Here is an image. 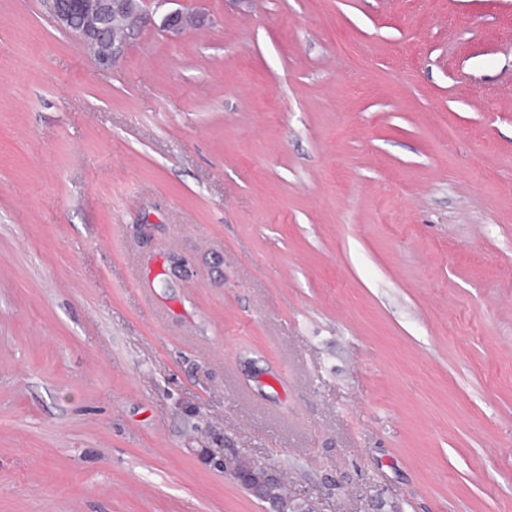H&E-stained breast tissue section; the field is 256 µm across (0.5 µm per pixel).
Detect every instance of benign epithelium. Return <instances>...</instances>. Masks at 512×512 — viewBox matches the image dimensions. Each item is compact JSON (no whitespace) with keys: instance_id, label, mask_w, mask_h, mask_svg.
<instances>
[{"instance_id":"1","label":"benign epithelium","mask_w":512,"mask_h":512,"mask_svg":"<svg viewBox=\"0 0 512 512\" xmlns=\"http://www.w3.org/2000/svg\"><path fill=\"white\" fill-rule=\"evenodd\" d=\"M122 0H51V12L57 25L80 39L84 47L95 57L104 68H110L122 55L127 40L112 42V49L101 50L108 39L109 27L101 23L111 19L120 12ZM184 13L173 10L162 16V26L173 30L183 31ZM242 456L239 454L226 455L222 459L224 471L230 473L239 482L247 484L254 492V497L270 503L275 512H282L276 497L271 494L273 488H283L280 476L268 469L254 465L247 469L241 466Z\"/></svg>"}]
</instances>
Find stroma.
<instances>
[{"label": "stroma", "instance_id": "obj_1", "mask_svg": "<svg viewBox=\"0 0 512 512\" xmlns=\"http://www.w3.org/2000/svg\"><path fill=\"white\" fill-rule=\"evenodd\" d=\"M173 6L0 0V512H512V0ZM144 2H139L128 36L118 43L112 39V49L108 51L100 48L108 39L109 27H98L97 23L110 20L113 14L119 13L123 5L121 0H51V12L62 30L79 38L102 67L110 68L124 52L128 39L152 23V16L142 6ZM242 456L239 454H232L230 456L224 454L222 463L224 466V472H230L240 483L248 484L252 491L253 496L259 500L270 503L274 511H282L276 501V497L271 494L272 488L283 489V483L280 476L268 469L256 467L251 465L249 468H244L243 471L241 466Z\"/></svg>", "mask_w": 512, "mask_h": 512}]
</instances>
